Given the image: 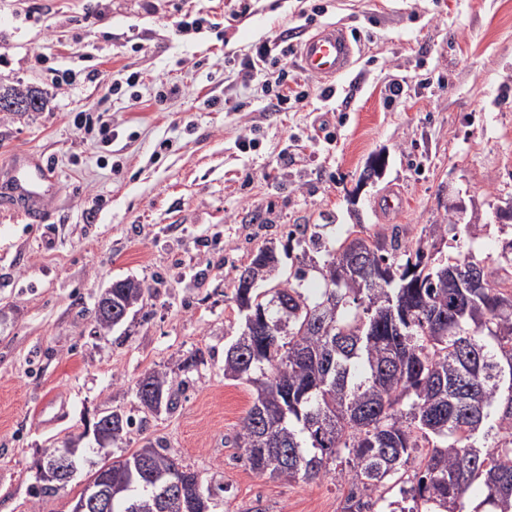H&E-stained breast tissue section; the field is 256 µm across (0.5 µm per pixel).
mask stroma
Returning <instances> with one entry per match:
<instances>
[{
    "label": "stroma",
    "instance_id": "obj_1",
    "mask_svg": "<svg viewBox=\"0 0 512 512\" xmlns=\"http://www.w3.org/2000/svg\"><path fill=\"white\" fill-rule=\"evenodd\" d=\"M250 4L240 16L236 0H0V84L45 100L39 112H0V176L35 153L59 180L40 221L0 205V512H72L91 463L150 440L221 486L215 512H340L347 478H260L232 444L252 404L251 386L224 377L227 330L242 320L237 268L267 241L288 246L283 273L307 256L323 262L288 243L295 224L315 226L329 246L357 229L385 244L414 240L449 200L466 211L442 252L491 262L512 238V222L494 214L512 200V0ZM197 18L201 29L177 32ZM325 24L361 49L331 99L294 53L288 69L308 96L288 111L238 78L255 44ZM65 69L77 81L60 89L53 74ZM132 73L137 104L111 88ZM396 80L407 96L392 103ZM163 82L181 95L155 100ZM208 97L241 109L205 107ZM84 110L111 119V145L74 127ZM378 153L380 176L361 182ZM127 277L152 296L100 333L96 298ZM195 351L203 361L185 373L176 408L142 414L138 379L177 371ZM106 405L141 423L101 449L83 431ZM77 435L74 478L35 497L36 459Z\"/></svg>",
    "mask_w": 512,
    "mask_h": 512
}]
</instances>
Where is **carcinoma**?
<instances>
[{
  "label": "carcinoma",
  "instance_id": "obj_1",
  "mask_svg": "<svg viewBox=\"0 0 512 512\" xmlns=\"http://www.w3.org/2000/svg\"><path fill=\"white\" fill-rule=\"evenodd\" d=\"M32 89L0 86V112H38ZM423 239L391 248L355 236L312 265L322 282L310 298L307 270L263 291L247 288L280 269L258 247L232 278L240 327L224 353V378L254 388L235 437L260 478L306 483L350 477L341 512H512V275L473 256H438ZM475 282L476 288L464 284ZM112 309L144 307L151 289L112 283ZM145 411L176 403L166 370L144 374ZM135 424L104 409L93 428L112 443ZM424 448L426 452L418 454ZM417 463L410 488L408 465ZM110 512H212L224 487L159 442L112 459ZM479 483L481 506L466 510Z\"/></svg>",
  "mask_w": 512,
  "mask_h": 512
}]
</instances>
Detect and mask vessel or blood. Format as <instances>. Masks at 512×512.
Listing matches in <instances>:
<instances>
[{"mask_svg": "<svg viewBox=\"0 0 512 512\" xmlns=\"http://www.w3.org/2000/svg\"><path fill=\"white\" fill-rule=\"evenodd\" d=\"M355 42L347 32L326 25L304 38L298 56L304 71L329 83L345 75L354 64ZM56 177L41 157H19L10 173L0 177V201L23 202L30 218H37L47 192L56 189Z\"/></svg>", "mask_w": 512, "mask_h": 512, "instance_id": "1", "label": "vessel or blood"}]
</instances>
